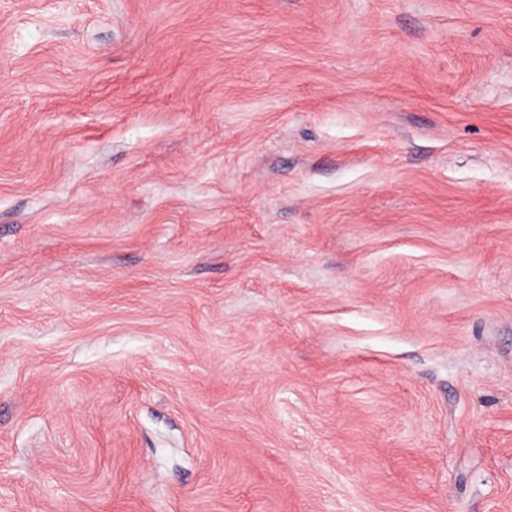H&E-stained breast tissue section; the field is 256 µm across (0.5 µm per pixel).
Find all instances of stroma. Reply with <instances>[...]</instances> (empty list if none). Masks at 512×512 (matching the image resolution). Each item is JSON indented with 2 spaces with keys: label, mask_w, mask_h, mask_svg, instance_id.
Here are the masks:
<instances>
[{
  "label": "stroma",
  "mask_w": 512,
  "mask_h": 512,
  "mask_svg": "<svg viewBox=\"0 0 512 512\" xmlns=\"http://www.w3.org/2000/svg\"><path fill=\"white\" fill-rule=\"evenodd\" d=\"M0 512H512V0H0Z\"/></svg>",
  "instance_id": "stroma-1"
}]
</instances>
